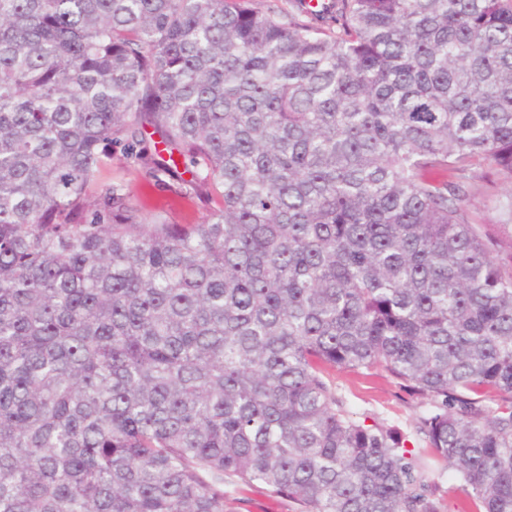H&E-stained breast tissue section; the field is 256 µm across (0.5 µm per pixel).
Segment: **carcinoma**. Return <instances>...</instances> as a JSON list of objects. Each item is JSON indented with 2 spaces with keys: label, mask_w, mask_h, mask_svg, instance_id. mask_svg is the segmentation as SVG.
I'll return each instance as SVG.
<instances>
[{
  "label": "carcinoma",
  "mask_w": 512,
  "mask_h": 512,
  "mask_svg": "<svg viewBox=\"0 0 512 512\" xmlns=\"http://www.w3.org/2000/svg\"><path fill=\"white\" fill-rule=\"evenodd\" d=\"M303 2L0 0V512H512V234L462 215L512 0ZM147 126L201 223L98 186ZM374 366L428 462L343 409Z\"/></svg>",
  "instance_id": "obj_1"
}]
</instances>
